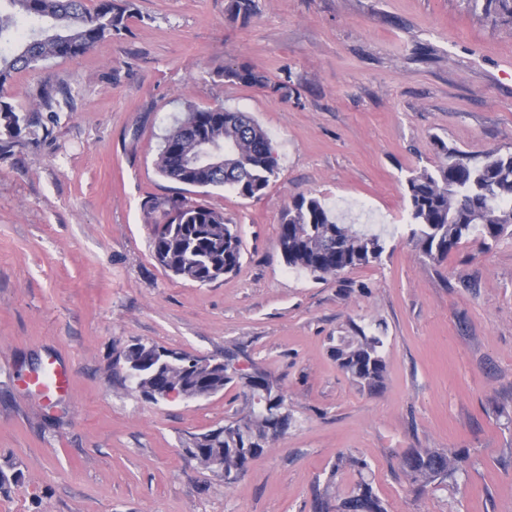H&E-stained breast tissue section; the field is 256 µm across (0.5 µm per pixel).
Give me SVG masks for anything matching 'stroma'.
I'll list each match as a JSON object with an SVG mask.
<instances>
[{
    "label": "stroma",
    "mask_w": 512,
    "mask_h": 512,
    "mask_svg": "<svg viewBox=\"0 0 512 512\" xmlns=\"http://www.w3.org/2000/svg\"><path fill=\"white\" fill-rule=\"evenodd\" d=\"M132 2L125 34L17 73L5 94L38 114L0 151V469L22 473L0 512H315L357 478L341 455L368 463L387 512H512V237L425 260L405 183L442 143L477 161L512 152V23L468 0H256L245 25L226 0ZM241 64L269 87L225 81ZM192 107L268 133L279 173L261 197L159 175ZM300 194L383 231L380 262L323 279L288 268L278 229ZM180 197L238 224L237 273L199 284L158 265L145 203ZM355 325L384 338L372 393L330 352ZM135 342L244 351L278 381L287 435L225 485L183 448L240 412L239 386L146 401L115 366ZM52 359L70 387L49 405L26 380ZM412 448L466 461L419 491L401 467Z\"/></svg>",
    "instance_id": "stroma-1"
}]
</instances>
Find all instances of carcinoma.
Wrapping results in <instances>:
<instances>
[{
	"mask_svg": "<svg viewBox=\"0 0 512 512\" xmlns=\"http://www.w3.org/2000/svg\"><path fill=\"white\" fill-rule=\"evenodd\" d=\"M0 6V137L20 134L27 117L3 100L6 85L14 74L57 57L78 56L108 36L128 30L131 0H97L94 9L84 0H3ZM475 12L486 19L512 22V0H468ZM230 20L248 23L256 14L255 0H228ZM224 78L247 86H269L265 75L249 65L224 69ZM183 121L191 129L175 138L165 136L156 166L172 182L205 188H228L245 198H258L278 175V160L263 128L245 112L224 107L191 108ZM207 134L221 144H236L237 158L230 175L224 171L184 169V155L194 148L196 134ZM442 154L434 170H414L406 180L410 216L408 241L421 256L439 262L448 257L470 235L497 241L512 234V153H491L472 162L464 152L438 144ZM148 210H162L164 222L155 228L152 251L167 272L199 284H209L236 272L242 259V238L237 225L224 213L207 204L186 198L151 199ZM278 247L286 265L317 278L338 275L381 260L385 242L380 235L352 224H339L314 196L293 198L279 224ZM353 335L340 336L332 354L339 368L360 387L374 391L383 385L386 362L381 337L367 335L355 326ZM179 359L162 363L159 348L137 343L124 354L122 380L132 391L157 403L173 386L195 398H207L236 383L244 398V414L224 424V432L210 429L191 444L204 468L234 483L250 460L265 448H253L249 440L275 441L291 425L286 414L277 421L256 411L255 398L283 400L277 381L259 369L239 381L225 374V367L213 375L193 369L195 356L177 352ZM464 456L459 452L412 448L402 465L411 482L422 490L443 483L460 470ZM318 512H386L382 500L367 480H357L350 492L331 505L317 502Z\"/></svg>",
	"mask_w": 512,
	"mask_h": 512,
	"instance_id": "carcinoma-1",
	"label": "carcinoma"
}]
</instances>
